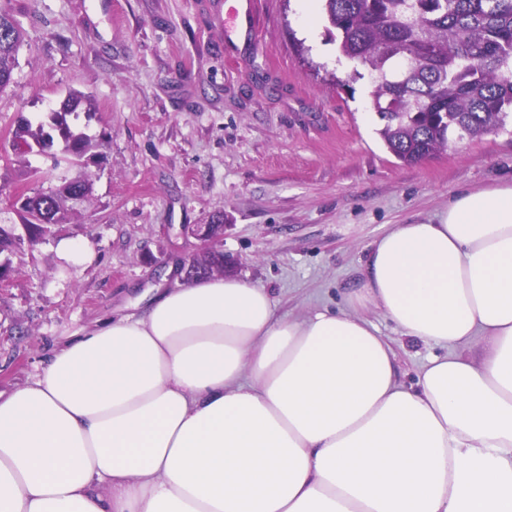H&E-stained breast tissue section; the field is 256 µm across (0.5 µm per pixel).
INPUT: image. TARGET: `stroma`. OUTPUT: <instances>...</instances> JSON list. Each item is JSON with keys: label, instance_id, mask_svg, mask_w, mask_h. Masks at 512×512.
Returning a JSON list of instances; mask_svg holds the SVG:
<instances>
[{"label": "stroma", "instance_id": "obj_1", "mask_svg": "<svg viewBox=\"0 0 512 512\" xmlns=\"http://www.w3.org/2000/svg\"><path fill=\"white\" fill-rule=\"evenodd\" d=\"M226 0H0L26 39L0 90V141L17 114L43 120L69 90L98 111L74 125L107 136L89 164L93 194L54 236L0 254V391L25 385L53 352L103 320L136 313L158 284L182 282L201 248L184 228L223 214L215 247L279 313L346 307L369 246L394 225L435 218L456 193L512 179V125L450 140L414 165L385 146L370 75L340 57L321 0H264L260 36L224 37ZM41 169L42 179L27 167ZM67 166L28 155L0 175L47 191ZM86 244L92 260L58 246ZM364 316L413 385L443 347L411 343L378 310Z\"/></svg>", "mask_w": 512, "mask_h": 512}]
</instances>
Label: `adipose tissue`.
Listing matches in <instances>:
<instances>
[{
	"mask_svg": "<svg viewBox=\"0 0 512 512\" xmlns=\"http://www.w3.org/2000/svg\"><path fill=\"white\" fill-rule=\"evenodd\" d=\"M367 307L446 355L406 387ZM0 512H512V181L395 225L346 310L209 277L70 341L0 392Z\"/></svg>",
	"mask_w": 512,
	"mask_h": 512,
	"instance_id": "obj_1",
	"label": "adipose tissue"
}]
</instances>
